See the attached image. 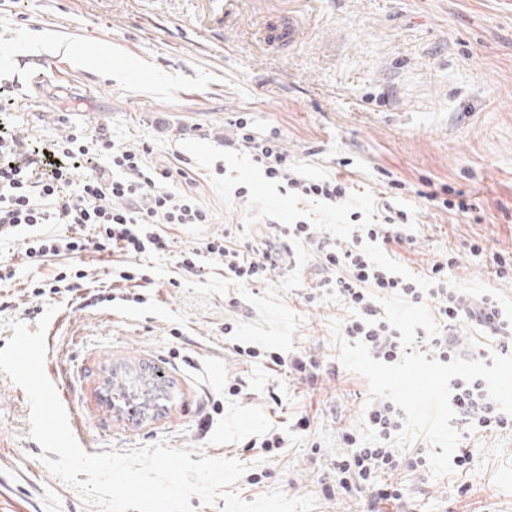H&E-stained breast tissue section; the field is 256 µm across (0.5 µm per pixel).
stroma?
Wrapping results in <instances>:
<instances>
[{
    "label": "stroma",
    "mask_w": 512,
    "mask_h": 512,
    "mask_svg": "<svg viewBox=\"0 0 512 512\" xmlns=\"http://www.w3.org/2000/svg\"><path fill=\"white\" fill-rule=\"evenodd\" d=\"M282 3L316 25L301 43L257 44L252 32ZM0 84L20 136L48 143L106 129L116 145L146 151L150 166L181 162L212 214L208 224L169 227L166 252L125 259L151 279L137 303L124 298L129 285L112 280V252L93 247L72 263L109 301L34 296L54 264L25 263L23 236L0 238V260L16 270L0 281V349L10 322L37 330L56 306L44 370L80 446L90 454L160 442L194 448L248 465L230 487L243 500L279 490L313 496L312 512H368L363 494L323 492L336 484L344 435L370 447L375 437L368 382L342 368L331 345L330 323L347 311L313 291L323 276L317 255L294 246L290 266L249 286L225 281L223 263L210 257L187 273L179 255L233 227L239 244L260 248L273 225L299 221L340 242L353 232L352 213L380 222L376 205L386 198L408 214L403 272L452 256L454 288L511 307L512 281L489 270L494 253L512 251V0H241L220 34L204 31L192 0H0ZM238 115L257 135L278 131L289 174L330 178L348 168L353 197L334 205L284 193L248 150L225 148ZM431 180L464 192L473 211L428 202L421 192ZM242 185L244 198L235 194ZM474 239L482 256L468 250ZM246 341L313 359L323 374L312 386L272 371L239 355ZM124 364L165 373L172 388L162 415L134 424L103 401L105 379ZM30 412L25 390L0 373V512H104L42 463ZM304 414L305 431L295 426ZM272 433L284 445L268 453L260 443ZM467 445V474L395 473L408 490L400 512H512V433L486 431Z\"/></svg>",
    "instance_id": "stroma-1"
}]
</instances>
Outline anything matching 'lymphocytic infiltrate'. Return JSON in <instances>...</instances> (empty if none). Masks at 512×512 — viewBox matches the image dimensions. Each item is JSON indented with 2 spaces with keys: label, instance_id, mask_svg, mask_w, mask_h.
Masks as SVG:
<instances>
[{
  "label": "lymphocytic infiltrate",
  "instance_id": "f902f5d3",
  "mask_svg": "<svg viewBox=\"0 0 512 512\" xmlns=\"http://www.w3.org/2000/svg\"><path fill=\"white\" fill-rule=\"evenodd\" d=\"M235 126L239 132L238 145L250 150L269 181L286 182L295 195L316 202L335 203L349 197V182L337 177H288V156L277 134L257 136L242 117L236 119ZM90 155L109 159L111 174L78 178L84 157ZM183 174L178 166H147L141 155L116 146L103 131L91 135L75 132L64 143L38 145L20 141L11 133L8 122L1 121L0 236L27 229L25 257L31 263H43L64 254H81L90 241L83 233L89 225L93 226L94 239L101 249L124 257L164 252L169 241L161 231L162 226H191L211 220L209 211L191 191L176 194L168 190V183ZM109 197L120 199L121 207L106 205ZM407 221L406 211L388 208L383 222L359 225L342 245L317 234L302 221L276 226L275 231L288 242L307 246L318 254L322 268L332 274L325 282L326 287L332 288L350 311L344 337L365 341L373 358L394 363L403 354L399 331L382 319V299L395 294L430 307L440 334L430 340L425 330H417L416 344L420 351L431 353L439 361L447 363L458 356L486 361L494 353L512 354V316L504 313L492 296L469 297L452 288L448 264L434 263L423 276L416 277L374 259L372 246L403 244L401 228ZM45 224L68 225L69 233L61 238L42 232ZM206 255L223 260L225 280L237 285L268 279L282 260L277 246L261 252L245 251L227 233L208 240L203 248L183 251L180 266L187 272H197L201 258ZM465 326L479 329L493 343V350L463 345L458 332ZM450 387L451 405L464 434L487 430L512 432V416L500 412L489 399L483 379L468 383L455 378ZM404 417L402 409L384 399L373 403L367 411L376 446H358L355 435L345 434L348 449L336 460V479L344 494L367 493L372 507L378 510L403 498V485L389 481L388 473L415 471L427 465L423 455L401 457L388 446L401 430Z\"/></svg>",
  "mask_w": 512,
  "mask_h": 512
}]
</instances>
